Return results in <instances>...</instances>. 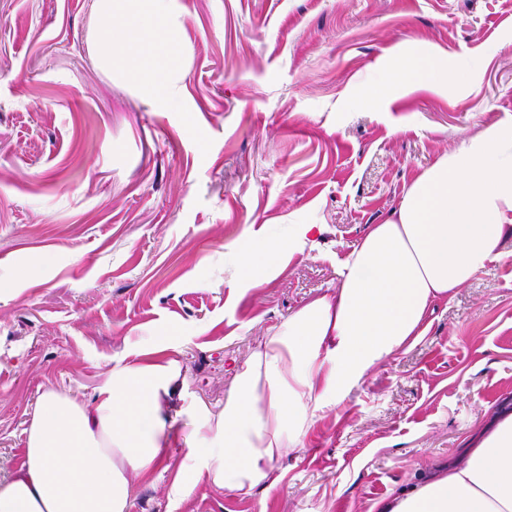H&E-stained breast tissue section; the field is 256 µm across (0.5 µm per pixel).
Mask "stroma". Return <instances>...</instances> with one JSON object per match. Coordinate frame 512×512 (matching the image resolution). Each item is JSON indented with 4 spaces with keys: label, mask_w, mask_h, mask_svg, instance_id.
Masks as SVG:
<instances>
[{
    "label": "stroma",
    "mask_w": 512,
    "mask_h": 512,
    "mask_svg": "<svg viewBox=\"0 0 512 512\" xmlns=\"http://www.w3.org/2000/svg\"><path fill=\"white\" fill-rule=\"evenodd\" d=\"M173 100L94 58L91 0H0V480L24 461L46 391L90 400L145 346L180 368L157 471L131 512H371L458 461L512 415V237L429 311L250 498L189 479L183 436L219 410L267 331L336 285V267L421 170L512 125V0H169ZM463 82L366 101L401 49ZM291 224L324 231L263 283L239 247Z\"/></svg>",
    "instance_id": "35a3bbf8"
}]
</instances>
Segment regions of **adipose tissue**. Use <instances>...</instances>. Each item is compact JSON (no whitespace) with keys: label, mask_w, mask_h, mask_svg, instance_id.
I'll use <instances>...</instances> for the list:
<instances>
[{"label":"adipose tissue","mask_w":512,"mask_h":512,"mask_svg":"<svg viewBox=\"0 0 512 512\" xmlns=\"http://www.w3.org/2000/svg\"><path fill=\"white\" fill-rule=\"evenodd\" d=\"M97 61L130 68L144 92L166 98L180 34L166 0H94ZM447 71L411 51L367 91L436 85ZM512 233V126H492L425 167L390 216L349 252L336 288L268 330L235 370L219 411L203 406L187 437L197 479L242 496L278 484L279 460L303 446L325 411L391 357L413 348L432 307L498 258ZM283 265L275 247L245 246L240 275L258 283ZM175 360L114 368L90 402L42 394L24 462L0 481V512H130L131 481L153 474L170 444ZM467 462L377 502L373 512H512V416L481 433Z\"/></svg>","instance_id":"1"}]
</instances>
